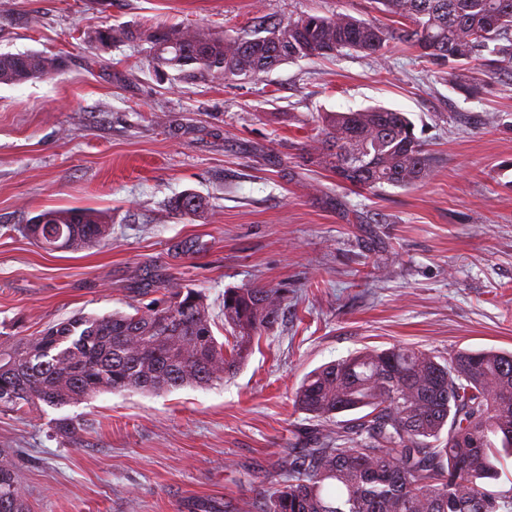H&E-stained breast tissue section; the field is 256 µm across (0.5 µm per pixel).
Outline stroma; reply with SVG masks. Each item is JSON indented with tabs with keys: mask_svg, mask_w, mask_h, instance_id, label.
Segmentation results:
<instances>
[{
	"mask_svg": "<svg viewBox=\"0 0 512 512\" xmlns=\"http://www.w3.org/2000/svg\"><path fill=\"white\" fill-rule=\"evenodd\" d=\"M336 12L388 21L371 0H0V53L66 56L63 73L0 85V342L166 285L202 291L216 317L225 289L288 291L224 383L0 409L31 512H260L282 451L320 426L294 406L310 371L399 344L512 351V65L470 75L474 96L401 44L185 82L147 43L89 40L160 24L242 37L259 17ZM371 105L414 121L422 185L366 194L317 163L313 116ZM188 192L205 208L184 218L172 202ZM70 207L106 214L108 238L49 254L24 233ZM63 416L88 421L80 445L52 437Z\"/></svg>",
	"mask_w": 512,
	"mask_h": 512,
	"instance_id": "1",
	"label": "stroma"
}]
</instances>
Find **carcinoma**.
Segmentation results:
<instances>
[{
    "label": "carcinoma",
    "mask_w": 512,
    "mask_h": 512,
    "mask_svg": "<svg viewBox=\"0 0 512 512\" xmlns=\"http://www.w3.org/2000/svg\"><path fill=\"white\" fill-rule=\"evenodd\" d=\"M398 26L348 14H303L286 23L254 24L253 36L227 38L156 27L108 26L102 46L138 39L150 45L156 71L183 79L254 78L295 58L346 50L382 57L399 44L450 75L512 63V0H375ZM64 59L38 52L0 53V84L60 73ZM318 157L339 183L373 193L425 181L431 158L403 112L382 106L322 112ZM201 197L186 193L175 209L195 215ZM46 252L79 251L106 239L110 226L89 209H45L25 225ZM282 288L224 291L220 341L201 292L171 289L134 312L80 314L17 344L0 343V408L26 414L98 394L135 390L162 394L209 386L237 373L252 344L281 317ZM295 406L317 420L337 415L336 431L318 432L306 448L278 460L282 483L261 512H512V487L487 490L495 462L512 456V353L457 351L436 356L407 346L358 351L310 372ZM80 419L56 420L54 436L73 443ZM0 512H29L9 452L0 450Z\"/></svg>",
    "instance_id": "1"
}]
</instances>
